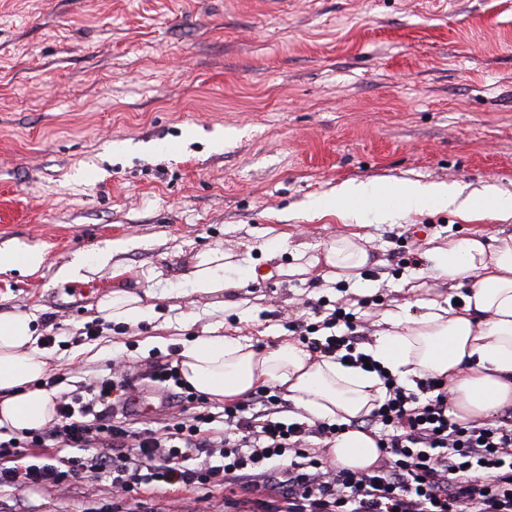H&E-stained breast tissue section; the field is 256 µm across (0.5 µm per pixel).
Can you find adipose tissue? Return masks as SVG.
Returning a JSON list of instances; mask_svg holds the SVG:
<instances>
[{
	"instance_id": "obj_1",
	"label": "adipose tissue",
	"mask_w": 512,
	"mask_h": 512,
	"mask_svg": "<svg viewBox=\"0 0 512 512\" xmlns=\"http://www.w3.org/2000/svg\"><path fill=\"white\" fill-rule=\"evenodd\" d=\"M406 210L479 208L512 218V195L459 200L443 185L374 180L343 183L335 194L319 198V212L364 208L379 214L389 207ZM324 262L333 277L357 275L369 260L358 234L331 240ZM436 268L456 282L471 278L461 305L450 299L423 300L418 315L407 307L389 313L386 327L363 345L400 382L424 375L448 380V415L464 421L487 420L512 406V234L486 243L477 237L449 240L436 249ZM233 254L210 249L195 255L188 273L195 292L212 297L215 310H225L231 283L225 270L236 267ZM152 291L136 294L114 288L96 303L104 320L129 327L154 318ZM222 322L204 325L199 335L182 341L177 365L197 393L216 400H234L257 385L281 388L289 401L312 418L343 425L327 455L353 470L370 468L379 457L373 433L359 421L384 400L379 371L342 364L334 357L313 358L302 346L281 344L257 348L248 338L222 335ZM48 368L47 354L37 345V328L30 315L0 316V428L21 433L44 427L54 415L55 389L38 386Z\"/></svg>"
}]
</instances>
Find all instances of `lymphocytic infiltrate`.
I'll list each match as a JSON object with an SVG mask.
<instances>
[{
	"instance_id": "obj_1",
	"label": "lymphocytic infiltrate",
	"mask_w": 512,
	"mask_h": 512,
	"mask_svg": "<svg viewBox=\"0 0 512 512\" xmlns=\"http://www.w3.org/2000/svg\"><path fill=\"white\" fill-rule=\"evenodd\" d=\"M319 325H294L308 349L323 356L344 354L366 366L359 352L366 321L342 305L313 306ZM326 329L316 338V329ZM131 365L112 361L108 376L69 392L56 402L48 426L0 440V487L25 490L60 485L87 472H108L117 499L152 481L176 488L225 484L245 490L268 487L265 512H512V409L494 423L448 417V380L427 375L414 387L389 373L381 378L384 401L366 418L380 457L365 471L337 466L326 455L341 427L277 420L282 398L260 386L222 412H199L156 429L136 430L104 421L103 406L123 388ZM264 414H255V406ZM318 438L311 446L310 438ZM76 449L58 455L57 444ZM199 448L220 462L203 470L186 464ZM34 451L35 463L17 467L13 458Z\"/></svg>"
}]
</instances>
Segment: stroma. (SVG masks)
<instances>
[{
	"mask_svg": "<svg viewBox=\"0 0 512 512\" xmlns=\"http://www.w3.org/2000/svg\"><path fill=\"white\" fill-rule=\"evenodd\" d=\"M367 180L512 194V0H0V247L45 254L34 274L0 273V315L54 337L59 393L116 354L139 363L121 401L153 386L138 348L155 322L85 337L110 289L155 292L177 340L220 320L272 347L297 342L320 299L380 331L398 306L450 296L436 248L512 232L491 213L312 209ZM351 233L369 262L338 290L319 258ZM209 248L255 271L222 313L187 278ZM79 256L80 279L62 281ZM227 498L154 482L125 506L256 512ZM0 512H112V477L6 487Z\"/></svg>",
	"mask_w": 512,
	"mask_h": 512,
	"instance_id": "35a3bbf8",
	"label": "stroma"
}]
</instances>
